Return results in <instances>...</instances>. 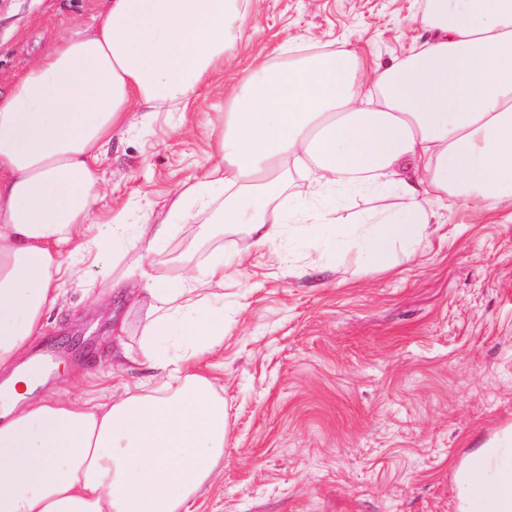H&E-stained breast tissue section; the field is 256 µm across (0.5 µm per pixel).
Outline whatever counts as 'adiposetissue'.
I'll return each instance as SVG.
<instances>
[{
	"instance_id": "ef3b65f1",
	"label": "adipose tissue",
	"mask_w": 512,
	"mask_h": 512,
	"mask_svg": "<svg viewBox=\"0 0 512 512\" xmlns=\"http://www.w3.org/2000/svg\"><path fill=\"white\" fill-rule=\"evenodd\" d=\"M250 2L107 0L101 24L65 37L0 98V512H187L219 473L224 400L200 359L224 338L223 251L143 288L115 282L150 316L138 354L120 355L159 386L39 396L38 367L18 363L78 281L64 253L133 241L149 253L172 237L170 224L129 228L99 166L132 110L187 105L223 71ZM423 22L421 47L385 67L349 42L306 56L285 43L231 77L212 128L218 161L172 210L208 212L210 236L245 228L256 252L289 223L388 270L438 221L420 184L474 209L512 203V0H427ZM296 169L325 200L317 220L273 205ZM347 185L400 202L341 223L333 193ZM457 480L481 490L468 512H512V440L472 453Z\"/></svg>"
}]
</instances>
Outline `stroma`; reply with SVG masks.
I'll return each mask as SVG.
<instances>
[{"mask_svg": "<svg viewBox=\"0 0 512 512\" xmlns=\"http://www.w3.org/2000/svg\"><path fill=\"white\" fill-rule=\"evenodd\" d=\"M425 0H253L229 73L289 41L306 49L353 42L390 64L423 32ZM105 0H0V92L62 38L100 22ZM224 109V78L201 86L186 111L113 135L101 167L109 199L129 224L178 222L177 187L214 164L211 128ZM416 256L391 270L326 241L283 231L248 255L244 229L204 240L206 214L141 263L111 252L78 263L83 284L48 315L41 343L71 366L59 389L79 395L139 383L150 368L112 354V330L138 350L146 311L112 299L113 280L174 278L180 261L224 252V338L204 364L224 400L220 476L189 512H460L477 487L455 473L475 449L512 432V207L476 212L451 201ZM102 293L91 303L86 289Z\"/></svg>", "mask_w": 512, "mask_h": 512, "instance_id": "35a3bbf8", "label": "stroma"}]
</instances>
